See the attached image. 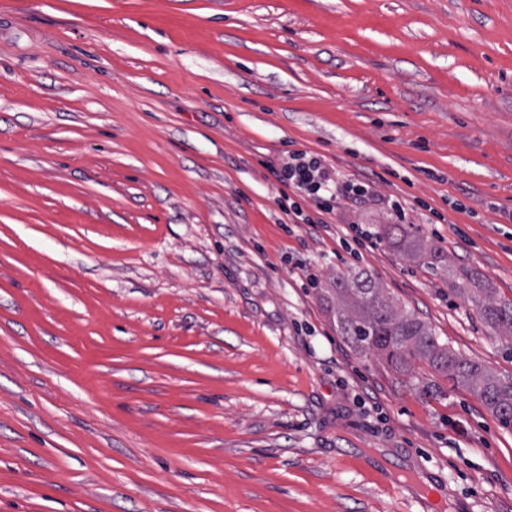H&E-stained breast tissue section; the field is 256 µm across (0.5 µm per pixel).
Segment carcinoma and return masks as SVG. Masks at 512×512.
<instances>
[{"mask_svg":"<svg viewBox=\"0 0 512 512\" xmlns=\"http://www.w3.org/2000/svg\"><path fill=\"white\" fill-rule=\"evenodd\" d=\"M385 235L414 259L426 255L424 243L408 238L402 224L387 225ZM335 290L336 331L356 353L380 359L409 383L417 378L415 365L422 362L477 396L504 426L512 425V378H502L448 349L424 321L400 310L362 270L336 277ZM463 292L487 326L512 338V301L495 298L492 289L479 283Z\"/></svg>","mask_w":512,"mask_h":512,"instance_id":"1","label":"carcinoma"}]
</instances>
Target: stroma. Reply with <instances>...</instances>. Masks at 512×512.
Returning a JSON list of instances; mask_svg holds the SVG:
<instances>
[{
	"mask_svg": "<svg viewBox=\"0 0 512 512\" xmlns=\"http://www.w3.org/2000/svg\"><path fill=\"white\" fill-rule=\"evenodd\" d=\"M294 149L374 196L296 223ZM353 270L512 377L455 293L512 300V0H0V512H512V428L337 335ZM384 232L388 239L393 240L399 245H403L411 258L419 259L426 255V246L424 243L409 239L404 224H388Z\"/></svg>",
	"mask_w": 512,
	"mask_h": 512,
	"instance_id": "1",
	"label": "stroma"
}]
</instances>
